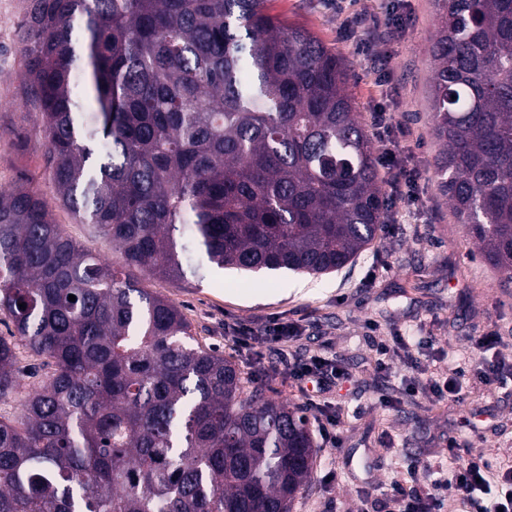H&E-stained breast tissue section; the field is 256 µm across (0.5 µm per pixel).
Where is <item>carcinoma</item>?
Listing matches in <instances>:
<instances>
[{
    "instance_id": "carcinoma-1",
    "label": "carcinoma",
    "mask_w": 512,
    "mask_h": 512,
    "mask_svg": "<svg viewBox=\"0 0 512 512\" xmlns=\"http://www.w3.org/2000/svg\"><path fill=\"white\" fill-rule=\"evenodd\" d=\"M268 0H28L23 104L56 201L0 191V512H292L307 409L195 343L148 278L213 267L323 275L385 224L372 139L335 53ZM436 176L512 282V0H435ZM76 296L75 301L69 295ZM25 308H20V304Z\"/></svg>"
}]
</instances>
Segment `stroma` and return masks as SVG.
<instances>
[{"label":"stroma","instance_id":"35a3bbf8","mask_svg":"<svg viewBox=\"0 0 512 512\" xmlns=\"http://www.w3.org/2000/svg\"><path fill=\"white\" fill-rule=\"evenodd\" d=\"M26 4L0 0V190L30 179L48 199L56 223L108 258L111 245L54 202L43 149L35 141L38 117L20 106L19 22ZM268 7L336 52L348 69L362 123H369L379 102L392 106L417 184L402 199L383 188L387 218L380 239L334 273L225 269L183 287L154 278L147 288L178 305L194 338L223 352L245 377L261 381L270 397L307 407L310 429L318 427L317 405L339 412L341 444L316 439L312 480L292 512H377L384 491L415 461L450 469L448 442L466 415L482 434L474 453L512 467V380L464 379L456 403L409 389L413 381L470 362L480 336H499L501 351L512 355V283H502L484 260L438 187L429 54L437 24L434 0H405L402 10L411 16L406 37L369 51L345 41L342 23L366 15L386 27L392 0H269ZM274 322L298 326L299 337L289 343L266 339L265 329ZM237 329L252 332L248 346L233 341ZM396 336L409 337L412 346L388 352L389 370L376 372L380 344ZM420 336L433 337V344L416 346ZM314 354L348 372L351 382L326 393L301 392L285 363ZM330 462L338 473L333 481L325 475Z\"/></svg>","mask_w":512,"mask_h":512}]
</instances>
